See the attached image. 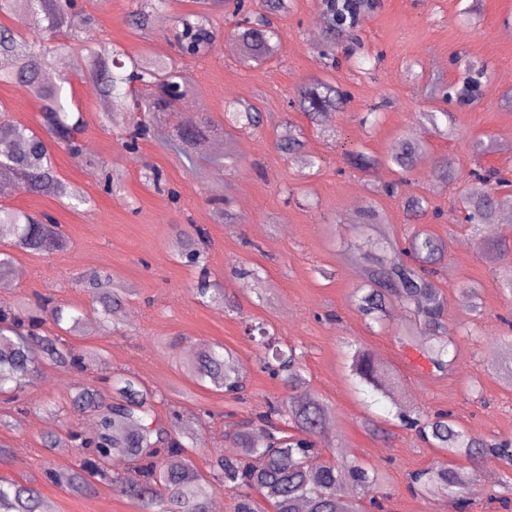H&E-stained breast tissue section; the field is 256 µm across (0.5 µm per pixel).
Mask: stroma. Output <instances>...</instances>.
<instances>
[{"label": "stroma", "instance_id": "35a3bbf8", "mask_svg": "<svg viewBox=\"0 0 512 512\" xmlns=\"http://www.w3.org/2000/svg\"><path fill=\"white\" fill-rule=\"evenodd\" d=\"M143 0H76L83 22L75 30L84 48L118 45L132 56L176 62L191 77V88L158 124L154 136L129 153L121 140L129 125L127 112L104 107L102 94H90L81 70L70 71L65 90L72 109L82 113L77 139L80 156L55 147L58 177L80 189L86 204L68 207L52 192L27 193L10 187L0 203L33 215H50L67 236L64 249L31 253L0 237V251L12 253V286L4 301L38 295L77 307L87 316L89 332L70 344L99 352L81 374L42 364L34 382L17 401L0 395V475L37 487L47 512H138L135 503L113 492L108 482L91 495L75 494L50 483L45 473L76 468V447L46 449L48 436L71 429L97 430L94 412L73 413L68 394L75 387L109 392L117 374H128L157 394L156 415L168 424L171 412L197 418L198 443L232 448L227 424L261 410L266 401L288 391L260 369L258 351L244 334L245 321L266 323L279 341L304 353L305 390L331 410L330 424L316 444L346 452L383 474L371 495L379 507L367 512H456L447 495L422 496L408 488L411 472L438 460L439 452L397 416L404 409L430 415L451 412L470 435L512 441V382L492 362L486 339L506 331L512 301L499 285L502 257L492 251L501 238L512 239V223L472 229L458 211L459 189L470 186V170L495 168L512 179V0H365L357 25L335 42L313 34L310 21L326 16L324 0H290L275 23L281 33L276 55L257 68L244 66L240 52L226 51L232 36L224 13L211 16L213 49L201 57L182 55L173 37L179 17L192 13L194 0H172L152 26L132 32L129 15ZM485 68L484 97L470 105L444 100L449 83L466 66ZM319 76L343 91L344 108L322 114L319 124L294 105L296 93L310 76ZM255 105L263 117L258 131L230 128L232 102ZM0 107L7 120L37 126L41 104L26 90L0 84ZM376 109L377 123L361 124L364 112ZM445 111L457 134L443 138L422 124V112ZM208 117L202 152L193 158L169 145L178 125ZM304 142L300 154L276 148L287 131ZM423 142L426 152L411 171L399 173L380 164L361 171L348 166L345 153L362 149L383 157L402 136ZM233 146L243 164H224V146ZM319 157L318 168L305 165ZM437 161L447 162L451 181L425 179ZM156 169L159 181L145 179ZM399 183L400 194L383 188ZM221 193L237 216L225 224L211 203ZM427 197L426 212L409 216L402 199ZM378 209L383 231L404 240L426 230L447 245L437 287L447 300L449 326L477 322L479 338L457 337L451 373L432 367L419 353L424 337L406 342L401 332L411 325L407 309L392 306L379 324L362 316L351 302L360 282L363 259L351 250L354 224L368 209ZM206 228L207 268L214 287L223 289L234 309L198 299L199 270L181 257L182 241L194 226ZM261 266L259 278L239 276L238 268ZM111 272L130 288L121 307L126 317L104 316L80 288L83 275ZM220 342L238 355L247 384L244 400L224 391L197 386L185 376L184 361L202 343ZM364 348L379 364L386 383L377 393L359 384L349 371V357ZM464 475L482 476L485 498L469 512H512L492 501L512 470L484 456L481 463H457Z\"/></svg>", "mask_w": 512, "mask_h": 512}]
</instances>
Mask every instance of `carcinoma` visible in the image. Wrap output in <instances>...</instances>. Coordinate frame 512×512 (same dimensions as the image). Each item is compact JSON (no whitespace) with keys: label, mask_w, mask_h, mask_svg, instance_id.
Masks as SVG:
<instances>
[{"label":"carcinoma","mask_w":512,"mask_h":512,"mask_svg":"<svg viewBox=\"0 0 512 512\" xmlns=\"http://www.w3.org/2000/svg\"><path fill=\"white\" fill-rule=\"evenodd\" d=\"M168 0H146L143 7L131 14L135 30L147 29L157 12ZM199 10L192 17L181 19L179 39L184 51L202 55L213 45L210 16L225 8L224 0H195ZM333 24L354 26L358 18L359 0H328ZM70 0H0V13H25L32 26L43 38L27 39L25 34L0 25V83L18 84L44 102L40 134L33 128L0 122V140L9 141L8 152L0 154V178L11 177L30 193L52 189L61 198L78 204L86 198L76 189L58 179L52 165V146L65 144L78 156L82 149L75 134L83 126L82 113L67 111L63 103V88L67 78L52 77L48 72L50 57L59 50L69 49L62 35H73L75 18L70 13ZM242 46L244 61L256 63L272 57L280 42V33L271 21L259 14L245 17L235 27ZM47 40L57 44L48 46ZM125 51L87 50L84 55L85 74L97 82L112 107L127 106L126 87L138 82L151 88L153 97L137 105L132 117L126 148L135 152L138 139L149 135L148 112H171L174 103L188 91L187 77L166 61L156 58L131 57L130 68L121 71L119 57ZM343 95L336 86L313 77L301 88L298 109L316 123L320 113L338 107ZM234 122H244L251 128L260 124V112L247 103L232 113ZM424 119L442 137L455 134L448 126V113L426 112ZM206 139L205 125H193V132L182 135L180 142L187 150L200 146ZM425 147L412 137H403L384 161L400 170H410ZM350 165L365 170L378 159L354 150L348 153ZM473 186L461 202L464 222L477 227L497 223L501 211L512 208V197L498 194L503 182L494 170H474L469 173ZM379 223V215L369 210L363 223L357 225L358 247L364 249V285L357 289L355 305L360 313L383 321L388 307L397 303L409 309L416 329L428 336L421 345V355L440 371L452 368L455 346L454 332L448 328L446 299L436 287L429 265L441 261L446 245L434 235L416 231L400 248L386 241L373 239L366 229ZM0 235L13 238L14 247L30 252H47L63 248L66 239L60 225L46 223L24 211L0 204ZM81 287L99 303L105 313L120 301L126 289L112 282V275L98 271L87 275ZM44 298L38 310L50 311L56 325L67 321L65 332L84 334L79 311L64 313L62 308L47 309ZM42 318L32 314L30 304L21 300L15 306H0V394L20 393L40 370L44 361L73 371L87 369V354L76 350L59 337L39 333ZM245 333L264 351L260 369L279 379L290 390L303 384L301 358L296 349L281 348L278 339L265 324L245 322ZM488 344L505 353V368L512 374V334L488 337ZM350 371L362 383L376 391L384 388L377 363L362 348L350 356ZM184 371L199 385L208 382L240 400L245 390L237 367L235 353L222 343L206 344L196 357L184 366ZM115 397L106 399L97 390L79 388L70 394V405L76 411L98 413L99 427L95 436L84 438L69 430L72 441H81L83 457L77 469L50 474L51 480L80 494L95 490V480L110 481L112 489L139 504L141 512H210L215 495L225 491L234 494L235 512H363L361 495L382 482V474L373 467L354 460L342 462L315 447L314 439L329 421V408L318 398L293 395L284 400L269 401L264 409L231 425L229 436L236 448L227 452L209 448L210 471L201 474L195 467L191 452L197 438L190 429L180 426V416L165 428L155 419V395L145 389L138 378L121 375L113 382ZM404 424L418 431L447 459L413 472L409 487L425 494L444 492L459 509L466 512L473 501L484 495L474 480L461 479L455 460L477 463L485 455L500 458L512 467V442H487L457 429L446 412H437L425 419L402 413ZM124 458L131 473H116L106 460ZM42 495L38 489L14 479L0 476V512H42Z\"/></svg>","instance_id":"cac0c4a2"}]
</instances>
